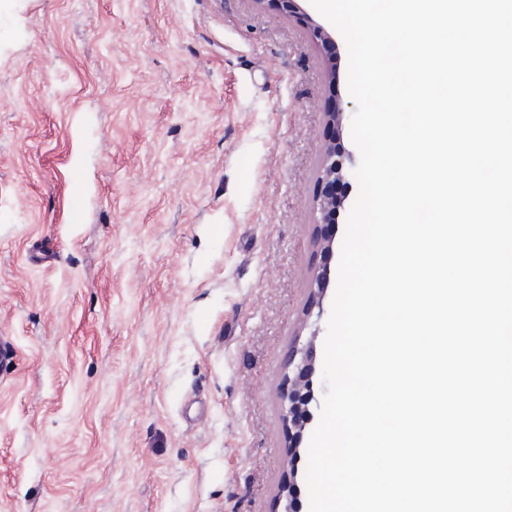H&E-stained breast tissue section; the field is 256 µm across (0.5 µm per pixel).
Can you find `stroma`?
<instances>
[{
	"instance_id": "obj_1",
	"label": "stroma",
	"mask_w": 512,
	"mask_h": 512,
	"mask_svg": "<svg viewBox=\"0 0 512 512\" xmlns=\"http://www.w3.org/2000/svg\"><path fill=\"white\" fill-rule=\"evenodd\" d=\"M253 0H0V512H282L348 51ZM313 365L312 351L296 348L288 359V373L283 375L281 382V399L285 408L283 419L288 425L291 456L299 455L303 431L309 421V406L314 400Z\"/></svg>"
}]
</instances>
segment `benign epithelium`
<instances>
[{"label": "benign epithelium", "instance_id": "obj_1", "mask_svg": "<svg viewBox=\"0 0 512 512\" xmlns=\"http://www.w3.org/2000/svg\"><path fill=\"white\" fill-rule=\"evenodd\" d=\"M257 4H272L287 14H297L301 20L312 28L314 36L321 41L326 50L334 46L329 33L317 24L308 14L298 10L295 0H254ZM345 150L334 141L326 147L317 177V192L315 195L319 218L317 224L327 225L334 222L336 210L345 198L336 196V185L346 182L344 167ZM314 357L309 349H295L288 359V367L292 372L283 375L281 382V399L285 413L283 419L288 425L290 453L299 455L303 431L308 424L309 406L314 400L312 389Z\"/></svg>", "mask_w": 512, "mask_h": 512}]
</instances>
